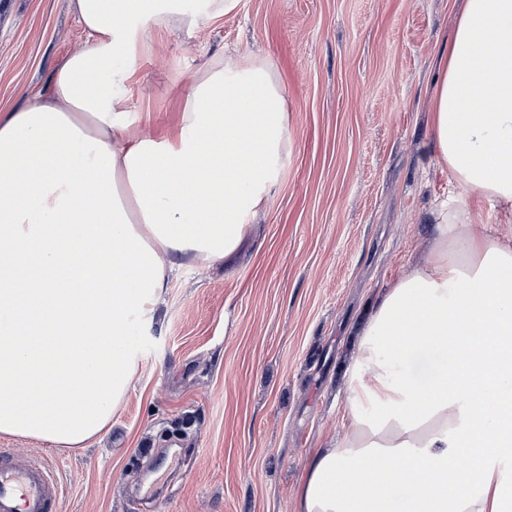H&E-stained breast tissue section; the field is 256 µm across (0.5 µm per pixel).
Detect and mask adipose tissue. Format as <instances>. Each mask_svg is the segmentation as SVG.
I'll list each match as a JSON object with an SVG mask.
<instances>
[{
	"label": "adipose tissue",
	"instance_id": "1",
	"mask_svg": "<svg viewBox=\"0 0 512 512\" xmlns=\"http://www.w3.org/2000/svg\"><path fill=\"white\" fill-rule=\"evenodd\" d=\"M74 10L86 46L0 117V434L61 448L110 424L173 267L236 252L288 143L281 91L248 59L196 79L175 135L130 133L136 49L174 0ZM441 65L432 150L463 195L356 333L349 432L314 454L298 512H512V237L478 222L485 202L512 221V0H464Z\"/></svg>",
	"mask_w": 512,
	"mask_h": 512
}]
</instances>
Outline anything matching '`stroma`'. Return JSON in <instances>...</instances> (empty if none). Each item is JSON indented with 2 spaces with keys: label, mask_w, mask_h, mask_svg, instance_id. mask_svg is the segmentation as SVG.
<instances>
[{
  "label": "stroma",
  "mask_w": 512,
  "mask_h": 512,
  "mask_svg": "<svg viewBox=\"0 0 512 512\" xmlns=\"http://www.w3.org/2000/svg\"><path fill=\"white\" fill-rule=\"evenodd\" d=\"M194 27H151L126 107L178 128L220 57L264 60L288 112L280 183L232 258L182 264L111 425L50 452L61 512H297L317 449L345 433L343 363L384 289L430 254L429 213L456 190L431 147L437 58L461 0H180ZM87 34L71 0H0V115L46 97Z\"/></svg>",
  "instance_id": "35a3bbf8"
}]
</instances>
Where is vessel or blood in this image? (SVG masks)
Returning <instances> with one entry per match:
<instances>
[{"mask_svg":"<svg viewBox=\"0 0 512 512\" xmlns=\"http://www.w3.org/2000/svg\"><path fill=\"white\" fill-rule=\"evenodd\" d=\"M62 497L48 456L0 451V512H60Z\"/></svg>","mask_w":512,"mask_h":512,"instance_id":"obj_1","label":"vessel or blood"}]
</instances>
